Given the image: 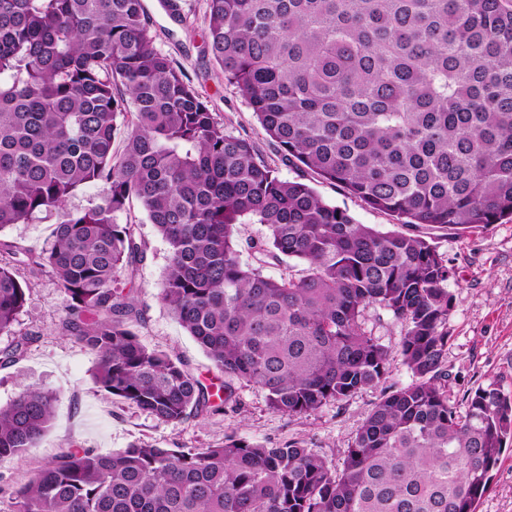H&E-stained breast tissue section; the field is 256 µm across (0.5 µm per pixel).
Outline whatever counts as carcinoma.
I'll list each match as a JSON object with an SVG mask.
<instances>
[{
    "mask_svg": "<svg viewBox=\"0 0 512 512\" xmlns=\"http://www.w3.org/2000/svg\"><path fill=\"white\" fill-rule=\"evenodd\" d=\"M207 2L209 52L282 161L401 227L512 219V0ZM90 183L97 200L66 209ZM133 207L168 245L158 299L218 387L133 329L145 248L118 222ZM43 211L60 215L49 245L0 259V363L30 342L25 257L57 278L62 334L98 356L97 387L160 421L218 410L233 379L288 417L381 395L340 470L299 441L72 447L11 492L13 512H476L512 398L490 383L462 413L448 400L453 267L427 233L358 224L280 177L154 47L143 0H0V233ZM247 223L265 228L252 263ZM369 307L401 325L406 385H386ZM54 403L28 386L0 407L1 462L39 446ZM264 233L260 224H239L236 228V236L240 243L241 260L245 263L253 262V253L248 249L247 242L257 239Z\"/></svg>",
    "mask_w": 512,
    "mask_h": 512,
    "instance_id": "obj_1",
    "label": "carcinoma"
}]
</instances>
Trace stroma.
Returning a JSON list of instances; mask_svg holds the SVG:
<instances>
[{
    "instance_id": "obj_1",
    "label": "stroma",
    "mask_w": 512,
    "mask_h": 512,
    "mask_svg": "<svg viewBox=\"0 0 512 512\" xmlns=\"http://www.w3.org/2000/svg\"><path fill=\"white\" fill-rule=\"evenodd\" d=\"M144 5L153 21L155 48L185 74L229 131L254 141L259 156L276 168L280 177H301V170L282 164L251 107L234 86L225 83L210 55L207 0H144ZM315 188L326 201L346 209L357 223L391 229L389 215L367 207L341 188L325 182L316 183ZM118 220L138 221L146 244L134 291L141 341L180 358L204 381L222 383L223 374L157 298L168 263L166 243L152 224L142 221L138 210L119 215ZM58 221V213L41 212L29 223L1 232L0 239L37 253L50 240ZM430 235L455 270L448 283L453 305L448 320L450 403L464 407L469 392L490 383L512 396V222L463 232L434 229ZM16 276L30 287L19 321L32 341L23 357L0 366V405L10 402L26 384L53 391L57 400L52 427L39 447L23 459L0 462V485L25 481L32 471L72 445L101 452L139 442L173 449L207 448L223 444L231 436L268 446L300 441L328 466L339 469L380 396L379 390L366 389L315 413L290 418L269 408L264 390L236 380L232 383L236 400L224 409L178 423L161 422L97 390L91 376L95 353L60 332L65 296L54 275L33 264H20ZM477 512H512V447L501 456Z\"/></svg>"
}]
</instances>
